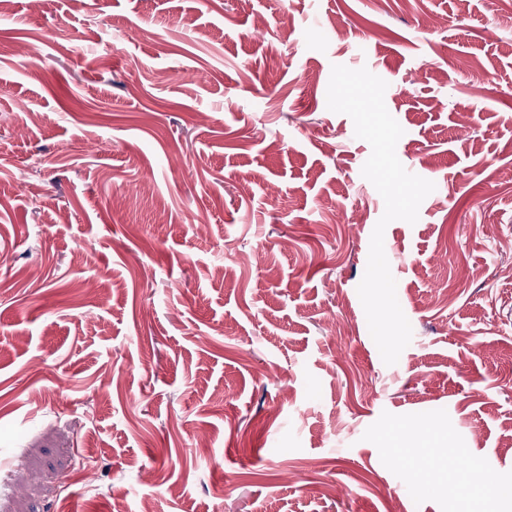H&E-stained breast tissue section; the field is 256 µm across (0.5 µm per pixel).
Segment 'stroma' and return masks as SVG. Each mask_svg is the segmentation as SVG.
<instances>
[{"label": "stroma", "instance_id": "stroma-1", "mask_svg": "<svg viewBox=\"0 0 512 512\" xmlns=\"http://www.w3.org/2000/svg\"><path fill=\"white\" fill-rule=\"evenodd\" d=\"M336 65L435 185L384 232L392 365ZM509 172L512 0H12L0 512H512Z\"/></svg>", "mask_w": 512, "mask_h": 512}]
</instances>
